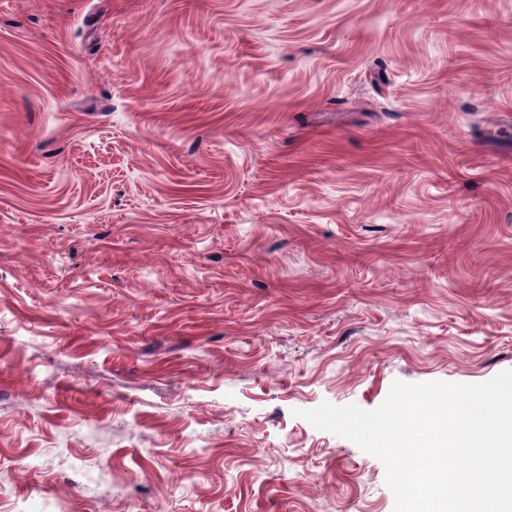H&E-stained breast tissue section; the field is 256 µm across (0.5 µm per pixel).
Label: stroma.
<instances>
[{"instance_id":"obj_1","label":"stroma","mask_w":512,"mask_h":512,"mask_svg":"<svg viewBox=\"0 0 512 512\" xmlns=\"http://www.w3.org/2000/svg\"><path fill=\"white\" fill-rule=\"evenodd\" d=\"M512 370V0H0V512H394L295 417Z\"/></svg>"}]
</instances>
